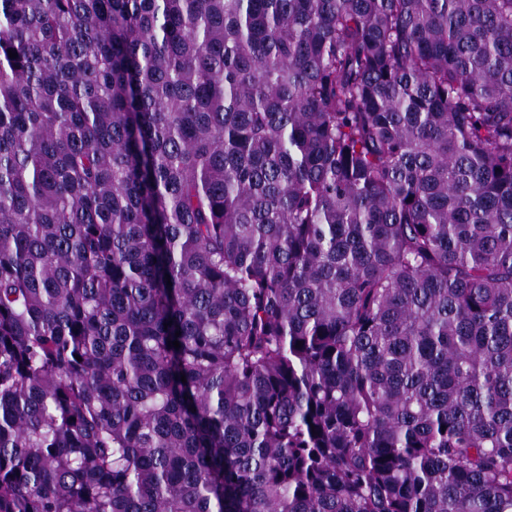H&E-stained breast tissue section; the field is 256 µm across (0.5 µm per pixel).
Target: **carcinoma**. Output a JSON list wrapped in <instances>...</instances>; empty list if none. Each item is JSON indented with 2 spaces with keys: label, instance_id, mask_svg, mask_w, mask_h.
Listing matches in <instances>:
<instances>
[{
  "label": "carcinoma",
  "instance_id": "carcinoma-1",
  "mask_svg": "<svg viewBox=\"0 0 512 512\" xmlns=\"http://www.w3.org/2000/svg\"><path fill=\"white\" fill-rule=\"evenodd\" d=\"M0 512H512V0H0Z\"/></svg>",
  "mask_w": 512,
  "mask_h": 512
}]
</instances>
